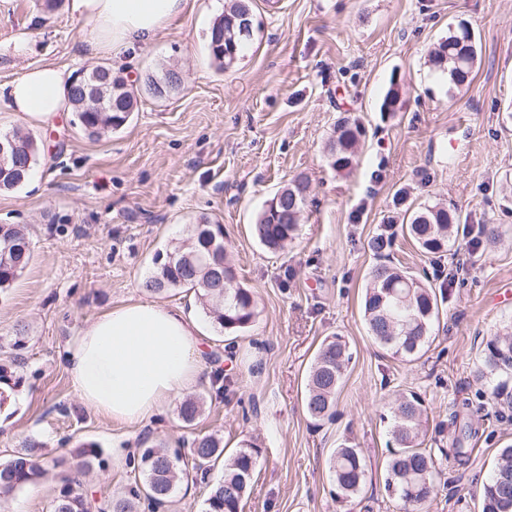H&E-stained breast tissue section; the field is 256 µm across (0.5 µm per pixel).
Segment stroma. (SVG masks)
Wrapping results in <instances>:
<instances>
[{"mask_svg": "<svg viewBox=\"0 0 512 512\" xmlns=\"http://www.w3.org/2000/svg\"><path fill=\"white\" fill-rule=\"evenodd\" d=\"M228 0H183L182 11L151 44L112 66L126 84L174 67L182 83L166 97L138 91L127 125L98 139L74 125L23 121L0 98V130L41 141L29 180L0 193V224H22L32 260L0 297V462L34 444L47 477L0 493V512H53L78 477L101 512L105 498L134 483L128 452L144 439L188 453L193 431L223 435L260 454L243 512H399L383 489L387 416L413 391L426 408V443L444 449L437 489L425 512H480L476 484L498 448L512 442V417L474 383L482 341L512 318V0H253L254 37L237 64L217 70L207 44ZM0 0V84L52 62L67 75L96 66L80 44L81 22L58 0ZM476 33L469 84L454 87L433 70L429 50L459 22ZM398 112H381L391 84ZM359 119L367 134L357 166L330 165L337 117ZM308 177L313 200L298 234L280 251L255 237L274 193ZM453 206L467 223L498 225L496 245L463 237L448 255L422 253L396 235L394 264L448 284L435 339L423 357L392 359L367 334L362 298L376 258L369 239L397 211ZM218 222L236 281L256 298L258 316L229 339L193 291L160 295L143 283L159 251L187 243L200 216ZM159 301L202 322L204 355L232 346L219 363L232 381L224 399L212 380L194 390L205 401L195 428L171 402L137 427L112 424L78 398L65 368L67 345L98 316L132 301ZM350 341L354 358L334 421L314 426L304 381L326 336ZM468 430L467 452L452 439ZM351 441L367 464L364 492L337 500L328 459ZM93 466L79 470L81 445Z\"/></svg>", "mask_w": 512, "mask_h": 512, "instance_id": "stroma-1", "label": "stroma"}]
</instances>
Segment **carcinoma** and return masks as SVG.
Masks as SVG:
<instances>
[{
	"instance_id": "1",
	"label": "carcinoma",
	"mask_w": 512,
	"mask_h": 512,
	"mask_svg": "<svg viewBox=\"0 0 512 512\" xmlns=\"http://www.w3.org/2000/svg\"><path fill=\"white\" fill-rule=\"evenodd\" d=\"M244 26L254 27L251 0H233L224 16L210 31L208 50L219 68L232 67L250 39L240 36ZM478 56L474 34L461 25L441 39L430 51V66L447 76L459 87L470 80ZM167 70L162 75L149 74L144 79L146 91L161 98L173 86ZM89 87H69V98L77 120L90 138L116 130L127 123L136 101L134 91L125 82L112 78V66L98 65L87 72ZM104 96L100 112L83 111L89 89ZM362 124L348 116L336 121L329 143L331 166L344 171L357 163L358 147L365 137ZM10 139L18 146V158L0 166V190L8 191L23 184L40 154L36 137L20 129L0 131V140ZM312 194L309 180L299 177L278 189L276 212L266 209L258 215L254 232L260 242L272 251L283 249L297 235L301 213ZM402 233L411 238L421 252L443 255L462 229L461 214L455 208L425 204L405 212ZM393 235L380 233L369 242L378 263L368 273L363 300V320L369 336L394 359L413 362L434 341L433 326L439 321V306L446 290L435 288L415 274L392 264L389 253ZM32 259L26 229L18 224H0V292L7 291ZM156 271L143 287L152 294L175 288L195 291L205 313L224 331L236 334L255 321L257 302L250 290L236 282L234 269L224 248L221 225L202 216L193 227L189 246L174 247L156 255ZM352 359L350 345L344 337L328 336L320 344L310 367L305 408L310 420L321 426L334 419L337 393ZM476 382L487 385L501 411L512 412V322L481 344L473 371ZM204 400L188 398L179 408V417L189 427L195 425L203 411ZM425 408L421 397L403 393L397 400L389 426V457L385 462L384 491L397 500L402 512H423L436 493V459L422 447ZM259 448L243 444L230 456H224V443L212 433H199L190 443V455L180 468L162 445L141 442L133 470L144 475L143 484H135L124 496L108 500V512H134V501L143 499L150 509L163 508L171 501L181 480L195 472L206 477L219 462H224V475L209 485L205 512H241L242 502L251 489ZM328 469L336 499L349 501L360 495L367 479V465L360 449L348 442L332 451ZM46 472L44 462L24 451L0 463V492H10L35 481ZM512 445L498 449L495 463L485 480L480 482L482 512H512ZM53 512H90L87 498L72 490H64L56 498Z\"/></svg>"
}]
</instances>
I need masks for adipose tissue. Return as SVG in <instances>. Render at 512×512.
Wrapping results in <instances>:
<instances>
[{
    "mask_svg": "<svg viewBox=\"0 0 512 512\" xmlns=\"http://www.w3.org/2000/svg\"><path fill=\"white\" fill-rule=\"evenodd\" d=\"M183 0H71L91 53L117 55L152 41L178 15ZM68 77L53 63L7 84L13 112L43 125L69 111ZM200 324L181 309L131 302L83 328L67 350L79 399L112 423L135 427L193 390L205 369Z\"/></svg>",
    "mask_w": 512,
    "mask_h": 512,
    "instance_id": "adipose-tissue-1",
    "label": "adipose tissue"
}]
</instances>
